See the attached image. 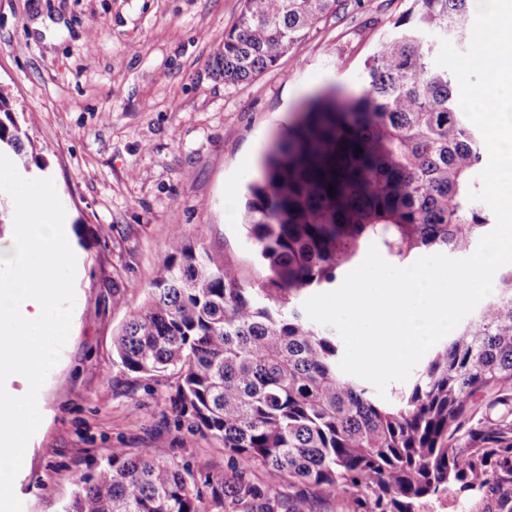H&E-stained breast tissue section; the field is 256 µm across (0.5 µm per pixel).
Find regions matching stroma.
I'll return each instance as SVG.
<instances>
[{
	"instance_id": "obj_1",
	"label": "stroma",
	"mask_w": 512,
	"mask_h": 512,
	"mask_svg": "<svg viewBox=\"0 0 512 512\" xmlns=\"http://www.w3.org/2000/svg\"><path fill=\"white\" fill-rule=\"evenodd\" d=\"M243 0H0V94L39 149L75 244L76 304L39 394L14 491L57 512L111 449L221 474L228 457L175 407L179 379L124 369L113 339L168 254L173 227L255 278L243 187L306 97L360 74L408 0H344L305 45L228 86L212 59ZM123 296L124 306L113 297Z\"/></svg>"
}]
</instances>
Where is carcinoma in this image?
I'll use <instances>...</instances> for the list:
<instances>
[{"label": "carcinoma", "instance_id": "1", "mask_svg": "<svg viewBox=\"0 0 512 512\" xmlns=\"http://www.w3.org/2000/svg\"><path fill=\"white\" fill-rule=\"evenodd\" d=\"M408 2L365 62L361 92L310 98L265 151L245 204L258 277L176 229L114 338L125 369L179 375L175 401L230 470L200 483L173 461L113 448L60 512H315L311 488L346 512H421L435 497L487 490L495 512H512V268L388 400L339 369L334 333L299 310L302 291L333 287L372 243L405 261L466 254L488 233L490 207L468 198L485 146L456 79L433 63L437 39L469 41L470 0ZM339 3L243 0L215 58L224 85L276 66ZM0 153L23 171L38 160L1 96ZM253 465L262 477L248 475ZM285 483L302 490L287 499Z\"/></svg>", "mask_w": 512, "mask_h": 512}]
</instances>
